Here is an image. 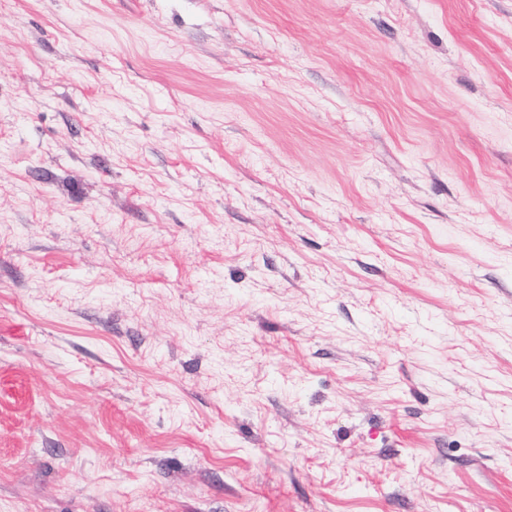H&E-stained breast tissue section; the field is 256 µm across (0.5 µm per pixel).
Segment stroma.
<instances>
[{"label": "stroma", "mask_w": 512, "mask_h": 512, "mask_svg": "<svg viewBox=\"0 0 512 512\" xmlns=\"http://www.w3.org/2000/svg\"><path fill=\"white\" fill-rule=\"evenodd\" d=\"M0 512H512V0H0Z\"/></svg>", "instance_id": "stroma-1"}]
</instances>
